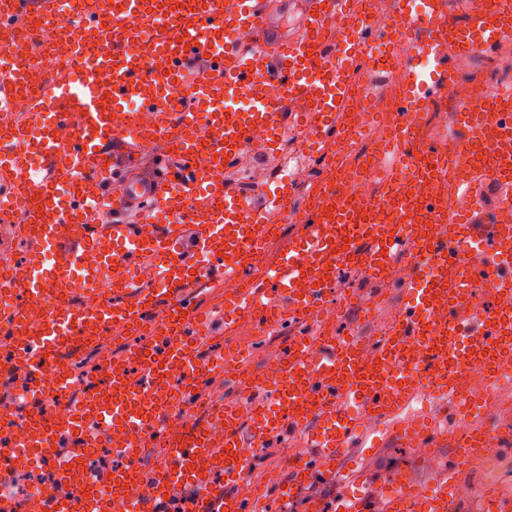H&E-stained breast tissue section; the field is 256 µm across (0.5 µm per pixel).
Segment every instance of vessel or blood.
I'll use <instances>...</instances> for the list:
<instances>
[{"mask_svg": "<svg viewBox=\"0 0 512 512\" xmlns=\"http://www.w3.org/2000/svg\"><path fill=\"white\" fill-rule=\"evenodd\" d=\"M59 4L0 0V30L48 21ZM308 9L299 36H279L270 49L267 0H93L66 34L75 82L50 74L31 40L0 49V223L22 212L29 224L24 254L0 266V308L12 317L0 387L27 383L30 409L15 440H0L9 464L0 481L56 460L62 480L42 487L43 512H116L132 499L138 512H260L245 492L248 451L287 436L306 452L273 485L280 506L305 493L310 512H455L464 468L493 451L512 454L503 381L512 372V92L461 109L425 142L412 137L422 105L457 79L455 57L490 56L512 38V0L495 9L471 0L457 24L446 0H399L385 29L365 0H308ZM407 42L431 56L428 73L404 53ZM372 53L391 59L402 87L372 154L375 211L330 158L310 199L297 200L286 176L262 193L224 182L226 161L276 149L289 128L322 147L366 132L368 117L350 123L365 102L349 76ZM28 84L37 93L18 119L11 106ZM132 104L152 115V129L136 123ZM61 126L71 138L56 137ZM149 151L159 172H129ZM63 154L70 169L57 165ZM452 179L474 198L493 182L499 223L472 208L449 213L442 196ZM106 198L115 217L101 224ZM134 207L142 223L122 220ZM290 220L293 232H275L274 222ZM145 261L157 271L149 290L128 276ZM361 266L378 284L362 308L361 320L382 322L371 336L358 330L361 320L324 312L331 286ZM229 278L235 287L207 314L199 285ZM387 280L399 301L385 315ZM476 284L491 285L492 308L474 295ZM21 291L44 304L38 325ZM240 323L284 325L288 339L258 370L246 348L203 357L219 325ZM122 326L128 335H118ZM134 334L148 336V347L132 344ZM88 341L111 343L114 354L73 410L52 413L47 403L67 393L69 360ZM175 374L185 402L203 376L233 384L240 398L200 420L174 417ZM260 390L270 401L254 400ZM416 400L431 409L405 416ZM100 421L123 457L104 489L84 480L83 458L98 445L88 428ZM215 422L224 427L218 439ZM387 422L400 444L449 446L453 457L425 484L405 470L348 465L347 452ZM65 436L73 452L60 456ZM150 448L164 461L145 471ZM325 484L339 489L327 507L316 494ZM476 512H512V497L484 489Z\"/></svg>", "mask_w": 512, "mask_h": 512, "instance_id": "b4317fda", "label": "vessel or blood"}]
</instances>
